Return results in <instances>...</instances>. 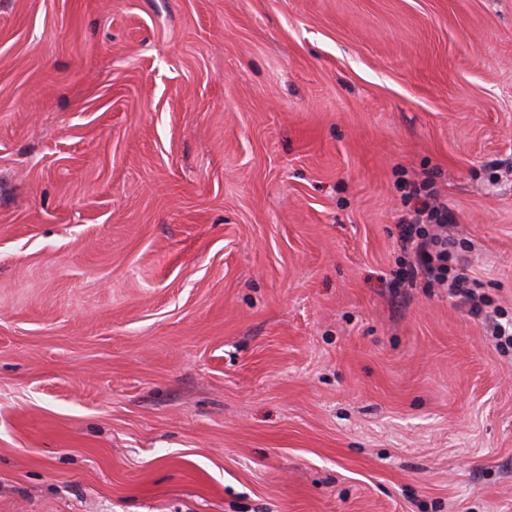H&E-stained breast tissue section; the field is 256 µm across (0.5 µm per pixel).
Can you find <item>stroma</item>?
<instances>
[{
  "instance_id": "35a3bbf8",
  "label": "stroma",
  "mask_w": 512,
  "mask_h": 512,
  "mask_svg": "<svg viewBox=\"0 0 512 512\" xmlns=\"http://www.w3.org/2000/svg\"><path fill=\"white\" fill-rule=\"evenodd\" d=\"M429 177L512 335V0H0V512H512ZM404 188L408 201L421 200L420 206L411 207L398 221L400 247L411 257L407 275L446 284L449 291L465 299L471 313L481 314L484 297L464 279L451 275L452 265L460 258L448 235L453 225L448 224L452 219L448 204L441 201L432 182L406 183Z\"/></svg>"
}]
</instances>
